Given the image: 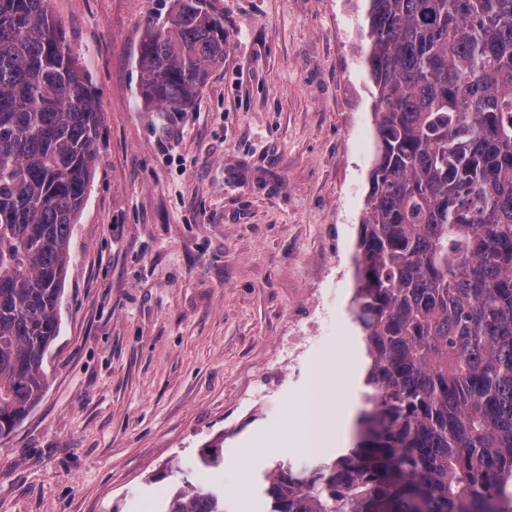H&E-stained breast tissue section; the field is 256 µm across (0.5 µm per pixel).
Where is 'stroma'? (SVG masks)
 I'll use <instances>...</instances> for the list:
<instances>
[{
  "instance_id": "stroma-1",
  "label": "stroma",
  "mask_w": 512,
  "mask_h": 512,
  "mask_svg": "<svg viewBox=\"0 0 512 512\" xmlns=\"http://www.w3.org/2000/svg\"><path fill=\"white\" fill-rule=\"evenodd\" d=\"M224 63L192 109L138 97L172 0H50L102 136L71 235L48 388L0 437V512H161L182 480L262 512L309 466L299 401L360 404L355 257L376 159L367 0H208ZM223 438L218 467L198 452Z\"/></svg>"
}]
</instances>
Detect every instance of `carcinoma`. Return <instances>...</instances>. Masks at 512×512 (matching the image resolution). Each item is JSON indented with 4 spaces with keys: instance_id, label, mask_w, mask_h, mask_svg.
<instances>
[{
    "instance_id": "carcinoma-1",
    "label": "carcinoma",
    "mask_w": 512,
    "mask_h": 512,
    "mask_svg": "<svg viewBox=\"0 0 512 512\" xmlns=\"http://www.w3.org/2000/svg\"><path fill=\"white\" fill-rule=\"evenodd\" d=\"M204 2L173 0L145 35V105L187 111L224 63V20ZM367 21L363 407L353 447L274 466L267 512H512V0H368ZM101 126L49 0H0V437L47 389ZM163 512H224V492L181 486Z\"/></svg>"
}]
</instances>
